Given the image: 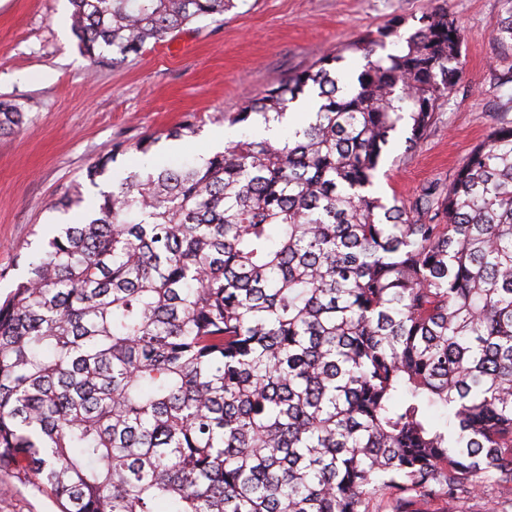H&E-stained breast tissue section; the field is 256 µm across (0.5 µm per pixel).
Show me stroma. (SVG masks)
<instances>
[{
    "label": "stroma",
    "mask_w": 512,
    "mask_h": 512,
    "mask_svg": "<svg viewBox=\"0 0 512 512\" xmlns=\"http://www.w3.org/2000/svg\"><path fill=\"white\" fill-rule=\"evenodd\" d=\"M440 5L461 27L462 74L427 136L410 150L396 140L379 174L377 193L405 201L449 183L493 127L512 122V47L496 32L512 0H238L220 22L96 64L77 48L68 0H0V99L25 115L18 132L0 134V298L52 232L53 197L73 184L94 195L87 168L114 143L155 136L169 155L213 154L215 135H242L225 113L260 90L391 18L412 27ZM188 118L195 136L168 139ZM59 510L49 493L0 472V512Z\"/></svg>",
    "instance_id": "35a3bbf8"
}]
</instances>
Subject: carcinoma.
<instances>
[{"label":"carcinoma","instance_id":"carcinoma-1","mask_svg":"<svg viewBox=\"0 0 512 512\" xmlns=\"http://www.w3.org/2000/svg\"><path fill=\"white\" fill-rule=\"evenodd\" d=\"M115 61L235 0H69ZM392 18L225 117L242 135L159 161L67 222L0 302V471L61 512L512 508V124L410 203L374 190L461 71L444 6ZM315 111L285 126L290 105ZM23 123L0 101V134Z\"/></svg>","mask_w":512,"mask_h":512}]
</instances>
